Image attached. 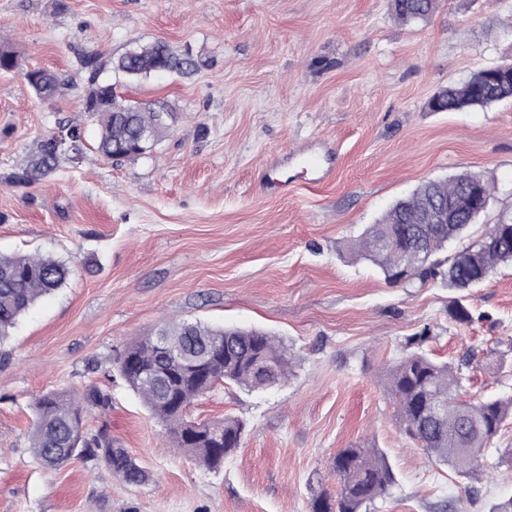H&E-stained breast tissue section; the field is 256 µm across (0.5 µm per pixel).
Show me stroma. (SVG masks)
Segmentation results:
<instances>
[{
	"label": "stroma",
	"mask_w": 512,
	"mask_h": 512,
	"mask_svg": "<svg viewBox=\"0 0 512 512\" xmlns=\"http://www.w3.org/2000/svg\"><path fill=\"white\" fill-rule=\"evenodd\" d=\"M0 0V253L66 260L71 272L0 345V512H309L335 495L345 448L383 449L397 482L369 512H487L512 497V422L490 440L478 479L429 462L401 431L385 391L408 336L463 361L465 399L512 395V266L459 291L390 284L350 246L427 179L480 176L492 200L448 253L512 221V102L432 112L431 97L512 63V0H440L404 23L391 0ZM163 40L198 71L128 83L123 93L176 110L150 154L115 163L87 148L49 179L10 182L58 122L94 133L76 50L116 57ZM69 83L43 102L23 78ZM333 173L315 184L298 160ZM279 160L287 194L264 186ZM456 302L474 320L448 316ZM172 320L261 329L296 355L286 385L218 387L196 418L242 420L240 448L210 471L167 448L160 424L120 377L136 337ZM94 385L112 396L113 439L152 475L142 487L75 458L45 468L29 448L32 402Z\"/></svg>",
	"instance_id": "1"
}]
</instances>
